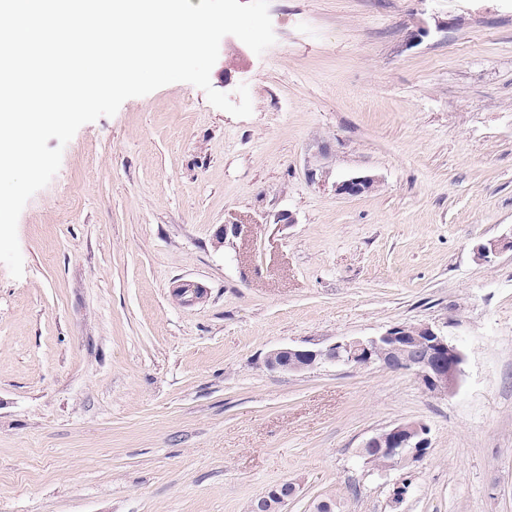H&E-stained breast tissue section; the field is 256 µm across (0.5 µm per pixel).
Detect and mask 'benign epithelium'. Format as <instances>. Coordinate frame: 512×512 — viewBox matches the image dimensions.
<instances>
[{"mask_svg": "<svg viewBox=\"0 0 512 512\" xmlns=\"http://www.w3.org/2000/svg\"><path fill=\"white\" fill-rule=\"evenodd\" d=\"M373 184L370 176H351L336 184L340 195L357 196ZM505 250L512 239L492 240L474 248V259L488 263ZM174 301L193 307L206 301L201 284L180 280L170 289ZM448 323H397L376 336L341 339L321 348L285 347L270 351L265 364L271 370L298 372L320 364L353 367L381 364L394 370H409L431 394L446 397L460 381L465 355L448 337ZM429 446L428 428L421 422L398 423L368 438L364 447L382 448L389 465L405 467L419 462Z\"/></svg>", "mask_w": 512, "mask_h": 512, "instance_id": "1", "label": "benign epithelium"}]
</instances>
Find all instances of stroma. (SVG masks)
<instances>
[{
    "label": "stroma",
    "instance_id": "35a3bbf8",
    "mask_svg": "<svg viewBox=\"0 0 512 512\" xmlns=\"http://www.w3.org/2000/svg\"><path fill=\"white\" fill-rule=\"evenodd\" d=\"M276 42L79 128L0 264V512H512V0H270ZM368 175L360 196L335 185ZM292 216L286 229L277 215ZM240 220L237 237L216 231ZM203 285L183 307L174 282ZM444 322L457 390L266 367ZM430 428L412 469L359 451ZM410 492L393 507L395 482ZM174 301L183 307H193L206 301L208 292L201 284L179 280L170 290Z\"/></svg>",
    "mask_w": 512,
    "mask_h": 512
}]
</instances>
